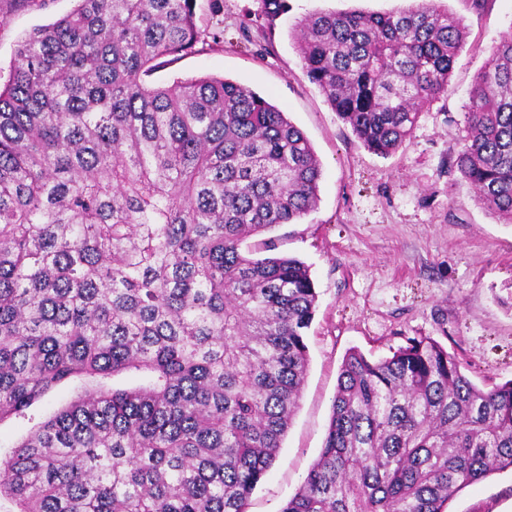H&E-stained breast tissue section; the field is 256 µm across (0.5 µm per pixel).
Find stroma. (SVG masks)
I'll return each instance as SVG.
<instances>
[{"mask_svg":"<svg viewBox=\"0 0 512 512\" xmlns=\"http://www.w3.org/2000/svg\"><path fill=\"white\" fill-rule=\"evenodd\" d=\"M275 30L243 28L262 0H197L204 46L153 73L223 77L269 99L311 142L322 167L319 201L298 223L273 230L278 253L308 264L318 293L307 331L310 364L279 456L254 490L248 512H280L323 445L345 354L378 359L405 337L429 336L465 366L479 387L512 379V224L480 202L451 167L467 136L465 105L492 48L512 34V0H436L463 18L468 36L447 94L422 114L394 154L368 152L307 77L290 30L314 11L387 12L406 0H288ZM76 0H0V85L33 28L70 13ZM446 316L438 325V316ZM449 512H512V472L460 491Z\"/></svg>","mask_w":512,"mask_h":512,"instance_id":"35a3bbf8","label":"stroma"}]
</instances>
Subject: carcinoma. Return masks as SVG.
<instances>
[{
  "label": "carcinoma",
  "instance_id": "carcinoma-1",
  "mask_svg": "<svg viewBox=\"0 0 512 512\" xmlns=\"http://www.w3.org/2000/svg\"><path fill=\"white\" fill-rule=\"evenodd\" d=\"M197 0H79L20 42L0 88V449L5 512H247L306 380L310 267L245 242L317 204L321 163L254 90L151 86L195 51ZM288 0L243 22L274 28ZM310 81L387 157L466 44L434 0L295 21ZM453 166L512 223V35L465 106ZM73 395L36 413L57 386ZM512 470V380L472 383L430 336L345 355L323 446L281 512H445Z\"/></svg>",
  "mask_w": 512,
  "mask_h": 512
}]
</instances>
